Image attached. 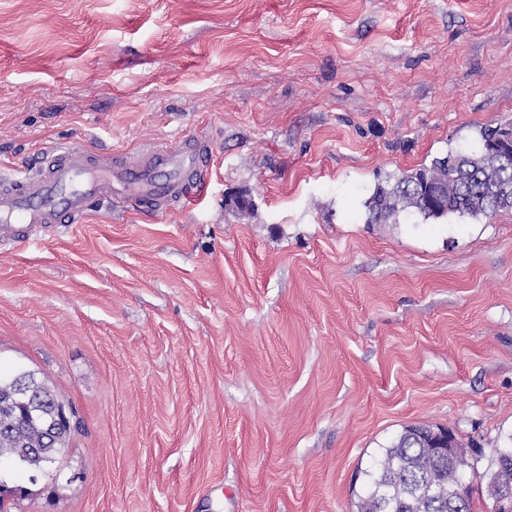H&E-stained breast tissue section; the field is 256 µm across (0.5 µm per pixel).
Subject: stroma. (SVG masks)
<instances>
[{"mask_svg": "<svg viewBox=\"0 0 512 512\" xmlns=\"http://www.w3.org/2000/svg\"><path fill=\"white\" fill-rule=\"evenodd\" d=\"M510 122L512 0H0V168L214 155L196 204L0 250V374L79 424L18 512H353L414 422L485 470L512 446V210L364 203Z\"/></svg>", "mask_w": 512, "mask_h": 512, "instance_id": "stroma-1", "label": "stroma"}]
</instances>
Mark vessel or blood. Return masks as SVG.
I'll list each match as a JSON object with an SVG mask.
<instances>
[{
  "label": "vessel or blood",
  "instance_id": "b4317fda",
  "mask_svg": "<svg viewBox=\"0 0 512 512\" xmlns=\"http://www.w3.org/2000/svg\"><path fill=\"white\" fill-rule=\"evenodd\" d=\"M180 143L174 151L145 148L115 163L77 144H56L37 169L0 173V248L53 235L102 206L194 204L209 184L212 148L194 135Z\"/></svg>",
  "mask_w": 512,
  "mask_h": 512
}]
</instances>
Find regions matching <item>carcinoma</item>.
<instances>
[{
  "label": "carcinoma",
  "instance_id": "cac0c4a2",
  "mask_svg": "<svg viewBox=\"0 0 512 512\" xmlns=\"http://www.w3.org/2000/svg\"><path fill=\"white\" fill-rule=\"evenodd\" d=\"M477 150L451 149L426 166L378 182L364 206L368 224L484 216L512 210V127H485ZM439 183L441 194L427 189ZM64 397L33 373L0 376V472L34 473L57 462L75 426L63 419ZM475 474L468 454L448 446V427L409 424L380 450L364 471V491L356 512H471L472 489L461 491L457 478ZM479 478L487 496L512 483V448L498 450ZM26 488L0 476V512H12Z\"/></svg>",
  "mask_w": 512,
  "mask_h": 512
}]
</instances>
